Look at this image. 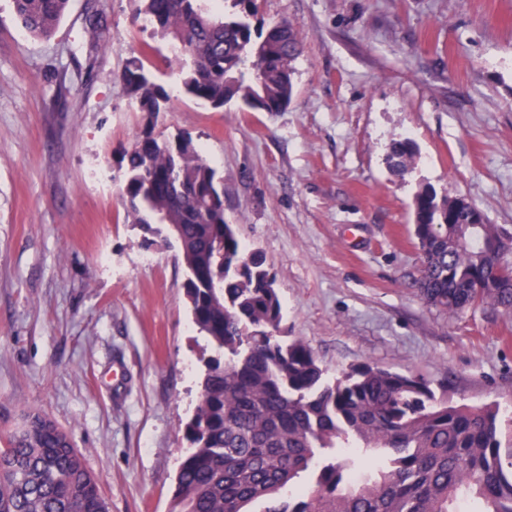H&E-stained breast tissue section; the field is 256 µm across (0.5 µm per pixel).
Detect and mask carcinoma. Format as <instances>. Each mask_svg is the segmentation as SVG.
<instances>
[{
	"instance_id": "obj_1",
	"label": "carcinoma",
	"mask_w": 512,
	"mask_h": 512,
	"mask_svg": "<svg viewBox=\"0 0 512 512\" xmlns=\"http://www.w3.org/2000/svg\"><path fill=\"white\" fill-rule=\"evenodd\" d=\"M69 0H13L21 26L51 36ZM152 35L177 51L185 94L222 108L239 100L278 112L293 93L303 40L282 20L256 31L258 0H136ZM89 44L104 38L103 12L90 6ZM149 117L169 92L134 59L121 75ZM125 223L164 226L187 272L193 322L217 356L208 360L191 444L179 465L170 512H512V431L500 407L453 405L424 378L363 364L329 383L311 348L279 336L274 274L245 251L224 217L217 171L189 136L158 138L151 125L124 155ZM390 167L415 162L410 141L392 144ZM421 253L419 294L450 317L477 306L512 312V233L467 228L463 197L441 211L428 189L415 197ZM0 512H108L98 478L72 440L32 415L0 448Z\"/></svg>"
}]
</instances>
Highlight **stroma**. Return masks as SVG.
<instances>
[{
    "instance_id": "35a3bbf8",
    "label": "stroma",
    "mask_w": 512,
    "mask_h": 512,
    "mask_svg": "<svg viewBox=\"0 0 512 512\" xmlns=\"http://www.w3.org/2000/svg\"><path fill=\"white\" fill-rule=\"evenodd\" d=\"M86 7L71 0L41 39L0 0V434L46 414L110 512L170 508L214 350L175 242L123 221L121 159L145 124L120 81L135 57L174 93L155 133L203 149L226 220L276 276L283 335L327 379L375 363L512 417V314L428 306L413 226L430 188L512 231V0H260L259 21L304 38L281 112L178 93L133 0H101L109 34L89 53ZM403 139L417 157L398 173L387 157Z\"/></svg>"
}]
</instances>
